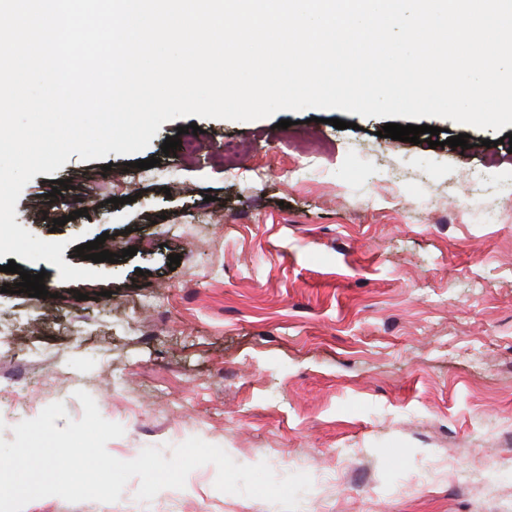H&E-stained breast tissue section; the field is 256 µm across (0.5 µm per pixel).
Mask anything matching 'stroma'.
<instances>
[{"instance_id": "stroma-1", "label": "stroma", "mask_w": 512, "mask_h": 512, "mask_svg": "<svg viewBox=\"0 0 512 512\" xmlns=\"http://www.w3.org/2000/svg\"><path fill=\"white\" fill-rule=\"evenodd\" d=\"M384 124L194 115L161 125L153 168L112 152L36 174L17 223L105 277L65 282L26 261L52 301L0 292V438L54 402L69 413L57 428L81 419V389L123 426L107 445L123 461L197 437L240 464L309 474L304 499L325 512H512V125L431 119L442 141L469 134L462 149L383 138ZM472 190L478 214L460 206ZM47 210L78 219L57 228ZM81 234L107 235L118 262L77 257ZM216 475L198 467L148 502L134 478L113 503L47 496L23 512H282L218 491Z\"/></svg>"}]
</instances>
